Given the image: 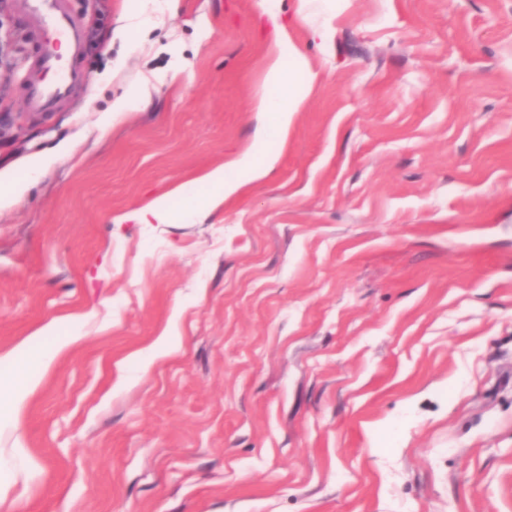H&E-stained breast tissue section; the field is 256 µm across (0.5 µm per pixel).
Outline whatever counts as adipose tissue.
<instances>
[{
    "label": "adipose tissue",
    "instance_id": "adipose-tissue-1",
    "mask_svg": "<svg viewBox=\"0 0 512 512\" xmlns=\"http://www.w3.org/2000/svg\"><path fill=\"white\" fill-rule=\"evenodd\" d=\"M278 41L281 50L287 52L288 60L284 63L276 60L268 65L266 83L275 88L276 93L263 101L262 109L271 114L277 128L284 131L309 91L308 83L297 82L296 77L310 74L311 67L307 57L294 46L290 38L282 34ZM271 164L270 156L256 151L238 159L234 177H227L221 166L208 171L202 180L210 186V195L189 197L188 208L195 212L215 209L246 184L263 177ZM11 356L16 360L14 369L8 375H0V433L6 427L16 426V417L21 407L38 384L37 376L27 363V348L18 346L12 350Z\"/></svg>",
    "mask_w": 512,
    "mask_h": 512
}]
</instances>
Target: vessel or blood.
Wrapping results in <instances>:
<instances>
[{"label":"vessel or blood","mask_w":512,"mask_h":512,"mask_svg":"<svg viewBox=\"0 0 512 512\" xmlns=\"http://www.w3.org/2000/svg\"><path fill=\"white\" fill-rule=\"evenodd\" d=\"M21 15L37 17V53L23 52V78L27 83L28 111L50 114L67 99L71 90L84 83L78 64H67V57L81 52L80 24L70 12L67 0H16Z\"/></svg>","instance_id":"vessel-or-blood-1"}]
</instances>
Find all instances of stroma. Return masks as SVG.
Masks as SVG:
<instances>
[{
	"instance_id": "35a3bbf8",
	"label": "stroma",
	"mask_w": 512,
	"mask_h": 512,
	"mask_svg": "<svg viewBox=\"0 0 512 512\" xmlns=\"http://www.w3.org/2000/svg\"><path fill=\"white\" fill-rule=\"evenodd\" d=\"M71 5L87 83L34 119L0 0V372L82 334L0 436L30 456L0 512H512V0L291 28L317 79L283 140L295 0H161L122 36L137 0ZM259 141L266 177L187 210ZM160 195L181 221L140 223ZM281 51L288 53L290 67L288 73L283 69L280 60H274L266 69V83L276 89V94L268 97L262 103L264 112L271 114L277 128L286 131L294 112L307 96L311 82L315 74L312 73L307 57L298 50L290 37L282 33L278 37ZM304 74L307 81L299 83L295 75Z\"/></svg>"
}]
</instances>
